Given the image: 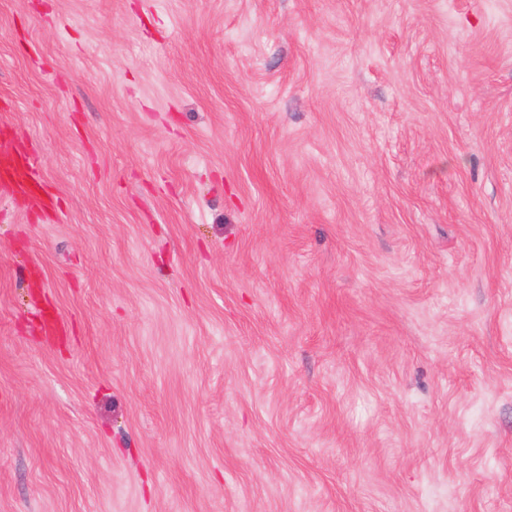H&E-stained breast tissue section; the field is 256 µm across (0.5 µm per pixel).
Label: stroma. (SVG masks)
<instances>
[{
  "label": "stroma",
  "instance_id": "stroma-1",
  "mask_svg": "<svg viewBox=\"0 0 512 512\" xmlns=\"http://www.w3.org/2000/svg\"><path fill=\"white\" fill-rule=\"evenodd\" d=\"M0 512H512V0H0Z\"/></svg>",
  "mask_w": 512,
  "mask_h": 512
}]
</instances>
